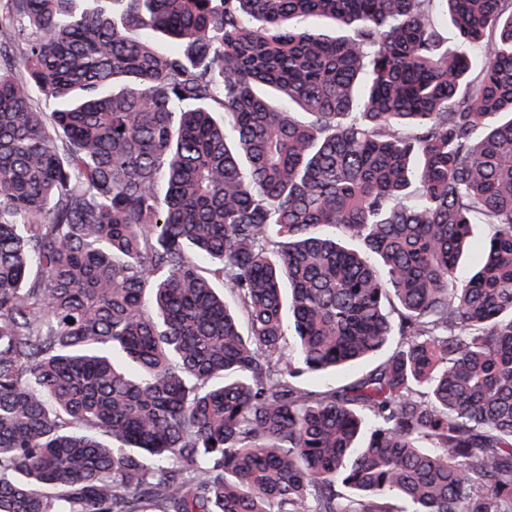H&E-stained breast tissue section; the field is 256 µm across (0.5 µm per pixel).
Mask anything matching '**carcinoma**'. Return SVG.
I'll list each match as a JSON object with an SVG mask.
<instances>
[{
    "mask_svg": "<svg viewBox=\"0 0 512 512\" xmlns=\"http://www.w3.org/2000/svg\"><path fill=\"white\" fill-rule=\"evenodd\" d=\"M6 3L0 512H512V0ZM384 357L385 354L381 353L378 356L368 360L367 362L358 364L344 371L337 372L336 374L328 376L304 375L300 381L304 387L311 389H315L324 385H337L346 382L348 379L353 378L361 374L362 372L369 370L378 362H380Z\"/></svg>",
    "mask_w": 512,
    "mask_h": 512,
    "instance_id": "cac0c4a2",
    "label": "carcinoma"
}]
</instances>
